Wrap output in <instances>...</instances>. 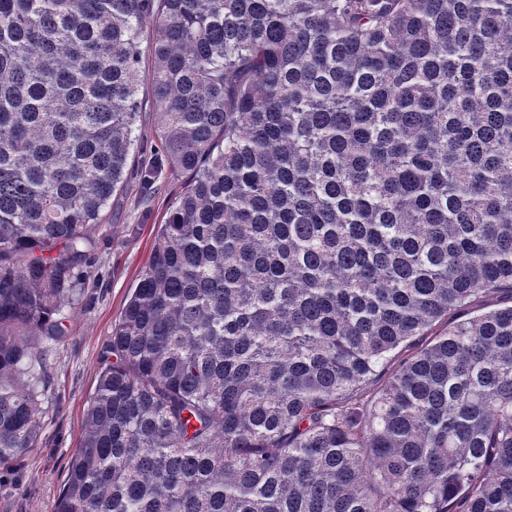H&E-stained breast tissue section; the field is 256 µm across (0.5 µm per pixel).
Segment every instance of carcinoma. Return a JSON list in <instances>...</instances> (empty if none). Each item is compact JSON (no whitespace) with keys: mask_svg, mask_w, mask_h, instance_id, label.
Returning a JSON list of instances; mask_svg holds the SVG:
<instances>
[{"mask_svg":"<svg viewBox=\"0 0 512 512\" xmlns=\"http://www.w3.org/2000/svg\"><path fill=\"white\" fill-rule=\"evenodd\" d=\"M147 103L183 188L53 512H512V0H0V465Z\"/></svg>","mask_w":512,"mask_h":512,"instance_id":"obj_1","label":"carcinoma"}]
</instances>
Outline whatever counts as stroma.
Masks as SVG:
<instances>
[{"label": "stroma", "mask_w": 512, "mask_h": 512, "mask_svg": "<svg viewBox=\"0 0 512 512\" xmlns=\"http://www.w3.org/2000/svg\"><path fill=\"white\" fill-rule=\"evenodd\" d=\"M136 134L140 148L128 188L113 200L105 224L91 229L95 241L91 263L76 273L85 290L70 312L66 341L52 353L43 396L46 414L41 443L20 462L0 467V512H51L62 494L66 461L80 443L88 400L96 386L99 353L179 191L178 181L165 174L160 178V191L143 199L140 171L161 159L151 115L142 116Z\"/></svg>", "instance_id": "35a3bbf8"}]
</instances>
